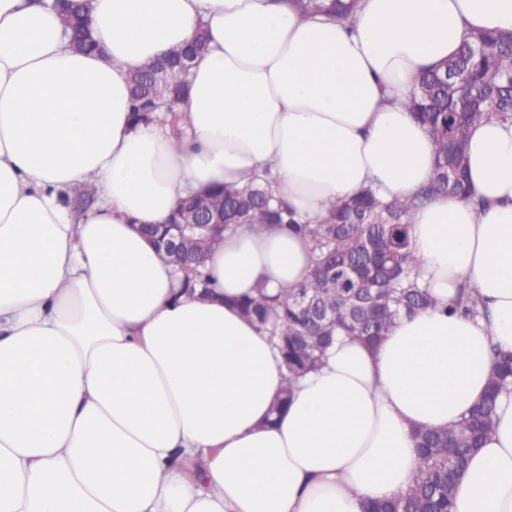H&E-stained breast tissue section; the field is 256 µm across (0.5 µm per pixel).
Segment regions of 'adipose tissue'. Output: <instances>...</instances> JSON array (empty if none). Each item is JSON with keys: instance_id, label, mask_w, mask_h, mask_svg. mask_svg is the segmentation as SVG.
Instances as JSON below:
<instances>
[{"instance_id": "adipose-tissue-1", "label": "adipose tissue", "mask_w": 512, "mask_h": 512, "mask_svg": "<svg viewBox=\"0 0 512 512\" xmlns=\"http://www.w3.org/2000/svg\"><path fill=\"white\" fill-rule=\"evenodd\" d=\"M100 51L76 52L51 0H0V512H364L404 494L413 430L445 429L512 352V123L468 134L470 201L432 197L411 250L437 307L376 346L340 338L273 415L285 370L237 308L305 280L308 241L226 232L207 296L140 231L179 199L245 185L318 222L373 188L412 196L435 151L404 102L512 0H360L353 27L287 0H88ZM205 27L183 103L191 141L130 117L131 69ZM90 182L75 216L57 193ZM468 284L478 320L442 304ZM460 475L453 512H512V395Z\"/></svg>"}]
</instances>
